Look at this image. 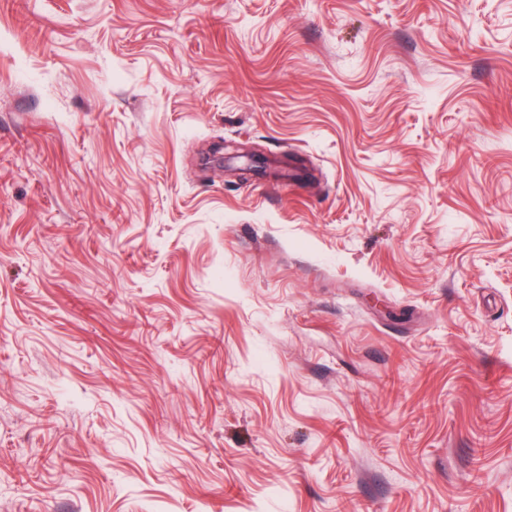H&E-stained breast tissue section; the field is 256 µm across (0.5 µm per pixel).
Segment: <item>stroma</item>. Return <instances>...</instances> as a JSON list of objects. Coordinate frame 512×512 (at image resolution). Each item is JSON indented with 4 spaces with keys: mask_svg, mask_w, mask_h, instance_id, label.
<instances>
[{
    "mask_svg": "<svg viewBox=\"0 0 512 512\" xmlns=\"http://www.w3.org/2000/svg\"><path fill=\"white\" fill-rule=\"evenodd\" d=\"M0 512H512V0H0ZM226 155H228L226 157ZM213 161L224 167V159H233L239 161L244 159L243 164L236 167L239 175L243 178H247L248 175L256 171L257 155L253 152L243 150L239 146L225 145L222 143L219 147L214 150Z\"/></svg>",
    "mask_w": 512,
    "mask_h": 512,
    "instance_id": "obj_1",
    "label": "stroma"
}]
</instances>
